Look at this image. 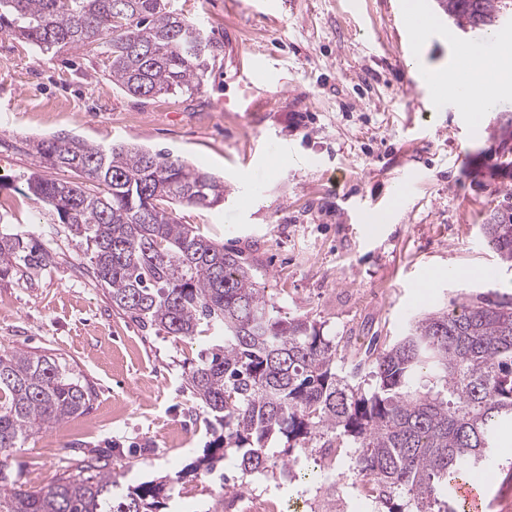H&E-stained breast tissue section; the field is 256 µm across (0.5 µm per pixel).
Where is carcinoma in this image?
<instances>
[{"label": "carcinoma", "mask_w": 512, "mask_h": 512, "mask_svg": "<svg viewBox=\"0 0 512 512\" xmlns=\"http://www.w3.org/2000/svg\"><path fill=\"white\" fill-rule=\"evenodd\" d=\"M462 29L488 31L512 0H445ZM0 33L42 57L65 47L102 57L105 72L133 96L201 92L218 48L169 0H0ZM27 146L78 180L32 174L27 189L54 224L86 245L83 265L112 308L169 336L214 334L185 373L186 387L213 418L214 440L195 469L209 475L233 459L240 482L278 466L304 472L323 490L375 494L374 512H459L448 481L471 476L500 447L512 423V299L467 300L415 317L380 351L337 359L338 343L302 317H287L236 253L177 221L172 204L224 203V181L134 144L104 148L71 137ZM512 263V212L482 226ZM54 263L37 241L0 230V279L31 277ZM93 387L58 358L0 349V512H161L168 481L115 489L101 457L71 458L50 483L25 489L8 459L42 428L87 413ZM288 443L273 461L272 445ZM339 473L341 484L325 479Z\"/></svg>", "instance_id": "cac0c4a2"}]
</instances>
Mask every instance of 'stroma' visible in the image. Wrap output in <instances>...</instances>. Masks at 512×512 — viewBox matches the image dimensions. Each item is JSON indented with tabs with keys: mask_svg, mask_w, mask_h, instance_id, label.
I'll list each match as a JSON object with an SVG mask.
<instances>
[{
	"mask_svg": "<svg viewBox=\"0 0 512 512\" xmlns=\"http://www.w3.org/2000/svg\"><path fill=\"white\" fill-rule=\"evenodd\" d=\"M221 47L201 93L137 97L119 90L99 58L65 50L35 58L0 34V225L40 234L56 252L35 281L0 279V347L46 352L96 389L99 423L54 424L10 458L25 485L48 483L68 459L111 449L114 484L167 478L164 512H206L217 482L189 472L213 435L185 371L211 337L178 339L140 328L112 307L80 265L81 249L29 195L24 175L47 178L27 140L77 136L110 147L137 144L219 176L224 203L180 205V223L241 255L291 317L363 347L392 344L420 313L460 295L512 297V265L482 231L512 208V166L500 163L512 94L483 120L449 104L420 102L428 74L444 70L469 33L451 32L437 0H171ZM432 18L419 43L398 19ZM262 55L282 93L246 112L225 108L243 90L236 63ZM405 185L395 198L396 182ZM490 268L462 280L456 268ZM442 277H435V270ZM485 512H512V454L476 472ZM251 490L310 512L304 483L278 474Z\"/></svg>",
	"mask_w": 512,
	"mask_h": 512,
	"instance_id": "35a3bbf8",
	"label": "stroma"
}]
</instances>
